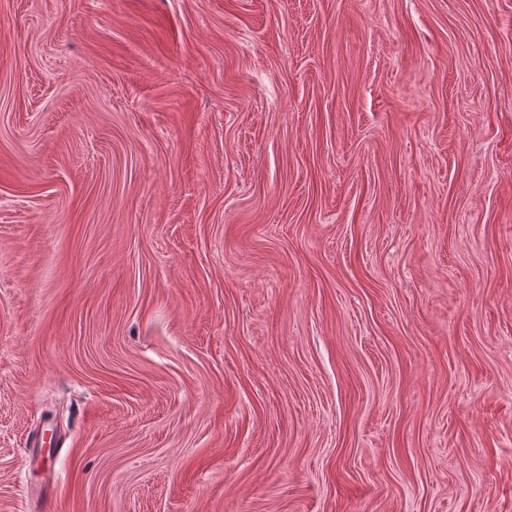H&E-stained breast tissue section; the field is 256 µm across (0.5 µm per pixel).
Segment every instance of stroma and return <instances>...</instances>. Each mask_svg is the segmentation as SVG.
Segmentation results:
<instances>
[{"label":"stroma","instance_id":"1","mask_svg":"<svg viewBox=\"0 0 512 512\" xmlns=\"http://www.w3.org/2000/svg\"><path fill=\"white\" fill-rule=\"evenodd\" d=\"M0 512H512V0H0Z\"/></svg>","mask_w":512,"mask_h":512}]
</instances>
